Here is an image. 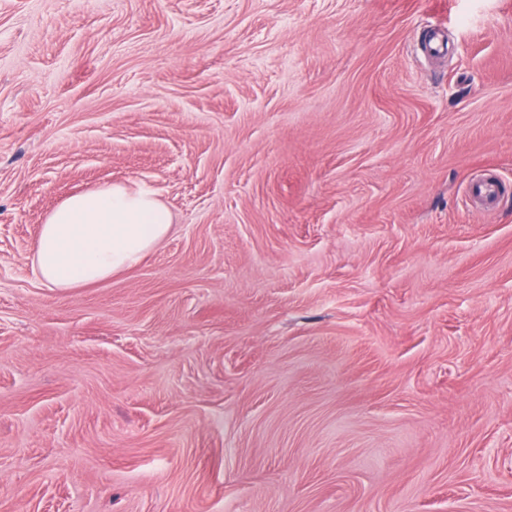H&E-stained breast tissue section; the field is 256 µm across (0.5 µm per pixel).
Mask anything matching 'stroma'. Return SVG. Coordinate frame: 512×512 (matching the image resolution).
I'll use <instances>...</instances> for the list:
<instances>
[{"mask_svg":"<svg viewBox=\"0 0 512 512\" xmlns=\"http://www.w3.org/2000/svg\"><path fill=\"white\" fill-rule=\"evenodd\" d=\"M0 512H512V0H0ZM172 226L170 210L147 185L106 184L67 197L49 213L33 263L46 286L80 288L137 265Z\"/></svg>","mask_w":512,"mask_h":512,"instance_id":"obj_1","label":"stroma"}]
</instances>
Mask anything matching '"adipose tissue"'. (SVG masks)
<instances>
[{
    "instance_id": "ef3b65f1",
    "label": "adipose tissue",
    "mask_w": 512,
    "mask_h": 512,
    "mask_svg": "<svg viewBox=\"0 0 512 512\" xmlns=\"http://www.w3.org/2000/svg\"><path fill=\"white\" fill-rule=\"evenodd\" d=\"M172 226L170 210L147 185L106 184L67 197L49 213L33 263L46 286L79 288L134 267Z\"/></svg>"
}]
</instances>
